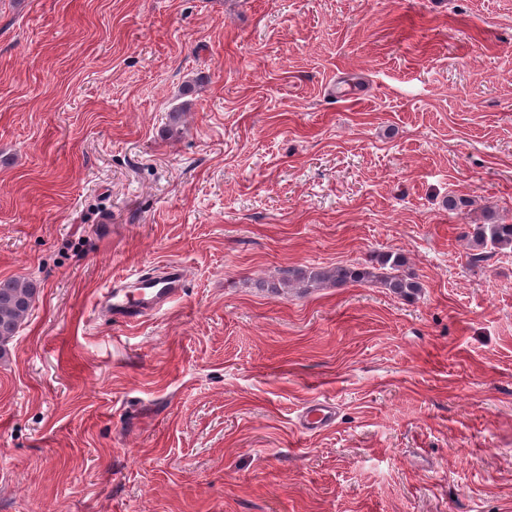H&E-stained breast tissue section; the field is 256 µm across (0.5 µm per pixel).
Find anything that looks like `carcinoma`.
Here are the masks:
<instances>
[{"instance_id": "cac0c4a2", "label": "carcinoma", "mask_w": 512, "mask_h": 512, "mask_svg": "<svg viewBox=\"0 0 512 512\" xmlns=\"http://www.w3.org/2000/svg\"><path fill=\"white\" fill-rule=\"evenodd\" d=\"M472 246L481 249L487 244L500 249H512V224H477L470 236ZM376 265L368 268L360 265L338 266L333 269L292 270L283 281L287 288H310L327 283L336 285L356 282H374L390 292L410 297L421 292L422 285L405 272V257L397 252H386L375 258ZM38 285L32 280L6 279L0 281V358L6 345L17 334L28 316Z\"/></svg>"}]
</instances>
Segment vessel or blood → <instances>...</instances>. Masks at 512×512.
Masks as SVG:
<instances>
[{"mask_svg":"<svg viewBox=\"0 0 512 512\" xmlns=\"http://www.w3.org/2000/svg\"><path fill=\"white\" fill-rule=\"evenodd\" d=\"M184 288V270L181 265L171 262L163 265L160 275L140 280L136 290L128 291L116 285L107 289L98 306L108 309L118 322L127 323L160 309L177 298ZM335 417L333 405L314 402L306 406L301 414L302 427L316 432L333 424Z\"/></svg>","mask_w":512,"mask_h":512,"instance_id":"obj_1","label":"vessel or blood"}]
</instances>
